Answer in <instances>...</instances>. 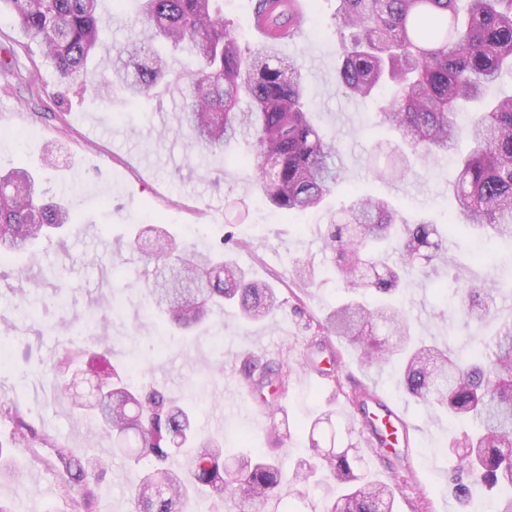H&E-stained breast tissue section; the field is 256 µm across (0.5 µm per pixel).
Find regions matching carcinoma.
Returning <instances> with one entry per match:
<instances>
[{
  "label": "carcinoma",
  "instance_id": "1",
  "mask_svg": "<svg viewBox=\"0 0 512 512\" xmlns=\"http://www.w3.org/2000/svg\"><path fill=\"white\" fill-rule=\"evenodd\" d=\"M99 2L0 0L67 90L86 88L89 67L104 47ZM137 21L142 38L107 55L101 87L117 84L132 101L148 98L168 76L164 48H188L198 66L181 91L178 133L210 151L247 142L244 160L253 165L255 190L269 209L289 215L320 207L342 179V160L336 137L313 122L301 67L283 65L276 44L241 46L224 22L223 0H140ZM336 29L338 87L362 101L383 85L391 88L377 116L396 142L380 178H404L413 160L451 150L460 134L457 115L474 102L482 108L471 113L470 150L448 182L455 207L447 230L427 219L408 224L389 200L371 195L356 196L336 214L323 248L351 297L316 320L317 334L344 339L369 367H395L403 392L430 416L466 421L469 431L449 445L461 450L448 474L461 508H472V489L481 488L495 495L494 512H512V316L499 317L497 303L504 284L483 281L460 293L465 322L499 318L492 334L467 337L464 346L473 353L465 358L413 335L391 301L405 278L456 266L447 231L464 226L475 238L512 250V93L486 97L490 85L512 77V0H336ZM75 223L70 203L46 199L30 171L0 173L1 258L23 254ZM152 255L162 266L145 274L146 303L177 333L226 304L248 322L286 310L272 284L251 278L219 252L179 250L164 228L156 229ZM312 275L308 262L293 260L294 281L305 284ZM51 287L57 306H66L61 273L53 274ZM367 292L380 302H361ZM108 325L95 310L84 316L89 331L104 335ZM85 354L72 339L56 366L69 367ZM89 368L95 404L77 401L57 373L52 389L112 438L133 435L131 462L154 464L130 488L134 512H216L218 502L234 512H290L282 507L285 485L303 498L323 490L322 512H394L393 489L373 480L356 448L323 449L313 439L309 458L286 471L275 427L264 454L230 465L219 439L196 435L192 410L179 399L152 385L134 389L113 366ZM244 368L262 402L286 394L293 368L274 369L253 355ZM106 465L96 453L74 460L72 512L87 507Z\"/></svg>",
  "mask_w": 512,
  "mask_h": 512
}]
</instances>
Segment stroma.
<instances>
[{
    "label": "stroma",
    "mask_w": 512,
    "mask_h": 512,
    "mask_svg": "<svg viewBox=\"0 0 512 512\" xmlns=\"http://www.w3.org/2000/svg\"><path fill=\"white\" fill-rule=\"evenodd\" d=\"M309 21L303 35L280 45L284 61L297 62L305 78L314 121L337 137L343 182L321 209L289 218L259 208L248 187L254 168L235 162L245 152L241 143L211 153L183 136L161 138L176 126L184 106L181 90L195 66L185 49L168 50L169 77L152 96L126 100L121 89L95 94L100 78L92 69L85 89L62 91L53 68L37 45L28 43L9 10L0 11V45L16 53L19 75H0V167L38 171L43 188L73 193L81 219L67 231L41 242L30 252L0 260V324L12 323L8 336L10 365L0 373V402L15 404L19 418L0 413V446L15 465L0 478V501L12 512H71L66 467L69 461L95 452L107 457L108 468L97 484L86 512H132L129 489L139 476L125 456L113 455L112 440L87 419L71 415L54 401L44 376L62 352L61 342L78 329L83 315L123 292L129 302L112 319V338L86 346L90 358L126 363L135 346L144 366L132 380L164 389L174 397L193 395L199 407L193 427L222 436L226 454L261 449L270 444L268 425L240 416L251 406L250 386L243 373L246 359L261 356L271 364L305 362L314 344H322L319 366L331 377L322 384L314 373L293 376L286 395L285 462L304 457L311 421L328 411L331 424L321 425V439L335 438L337 447L365 449L366 432L345 434L344 423L360 417L350 396L365 388L403 409L415 442L395 456L367 452L369 470L395 493L398 512H460L447 489L455 457L447 448L462 425L430 418L426 409L407 400L395 379L363 365L342 339L317 337L310 322L324 317L345 295L326 270L321 237L332 213L355 196L388 199L408 221H448L452 201L448 181L453 159L436 155L418 163L415 175L381 180L369 156L376 132L371 128L373 103L344 94L336 85L341 60L340 38L333 15L336 0H308ZM59 144L53 166H45L48 144ZM158 224L172 231L180 247L207 250L222 246L227 234L240 244L230 253L252 277L276 284L287 302L286 313L258 323H244L235 308L214 315L206 329L171 336L151 315L143 299L144 271L156 261L129 245L133 226ZM310 262L316 279L293 283V258ZM61 267L69 284L70 306L59 310L52 289L42 279ZM26 276H18V269ZM504 282L499 293L505 312L512 313V265L496 267L461 263L451 271L414 276L403 286L400 301L406 316L423 336L461 344L468 333L460 315L456 289L474 281ZM40 290L43 301L25 310L23 297Z\"/></svg>",
    "instance_id": "1"
}]
</instances>
